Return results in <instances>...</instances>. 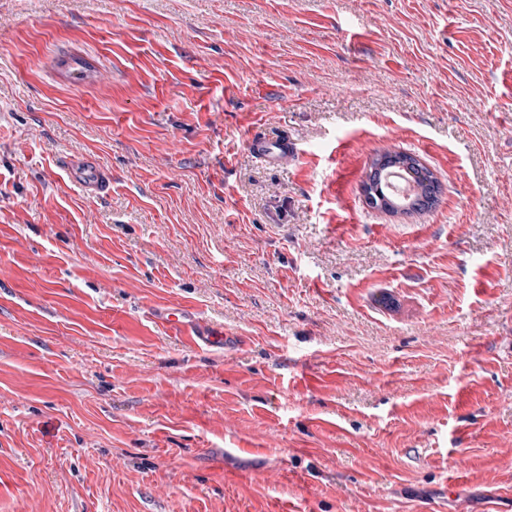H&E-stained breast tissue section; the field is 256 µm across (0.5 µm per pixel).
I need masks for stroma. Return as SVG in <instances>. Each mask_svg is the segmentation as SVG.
Returning a JSON list of instances; mask_svg holds the SVG:
<instances>
[{"mask_svg":"<svg viewBox=\"0 0 512 512\" xmlns=\"http://www.w3.org/2000/svg\"><path fill=\"white\" fill-rule=\"evenodd\" d=\"M0 512H512V0H0ZM248 143L256 157L272 165H288L299 158L297 143L287 136L270 138L264 134H254ZM68 175L86 195L94 196L104 183L102 170L89 158L77 157L67 162Z\"/></svg>","mask_w":512,"mask_h":512,"instance_id":"obj_1","label":"stroma"}]
</instances>
